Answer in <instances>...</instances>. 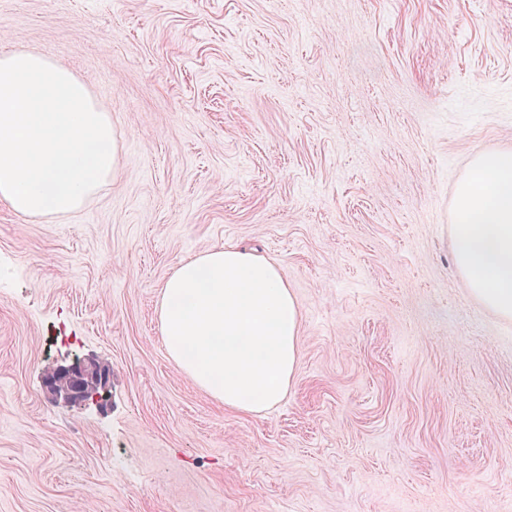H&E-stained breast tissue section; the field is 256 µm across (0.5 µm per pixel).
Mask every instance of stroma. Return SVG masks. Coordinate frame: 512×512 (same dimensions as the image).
Here are the masks:
<instances>
[{
    "instance_id": "obj_1",
    "label": "stroma",
    "mask_w": 512,
    "mask_h": 512,
    "mask_svg": "<svg viewBox=\"0 0 512 512\" xmlns=\"http://www.w3.org/2000/svg\"><path fill=\"white\" fill-rule=\"evenodd\" d=\"M109 109L78 211L0 205V512H512V319L465 288L456 186L512 149V0H0ZM235 244L299 305L260 413L169 358L160 290ZM106 367L100 401L47 372Z\"/></svg>"
}]
</instances>
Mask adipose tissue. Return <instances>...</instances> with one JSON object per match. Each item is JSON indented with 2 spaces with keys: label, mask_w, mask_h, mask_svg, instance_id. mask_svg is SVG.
<instances>
[{
  "label": "adipose tissue",
  "mask_w": 512,
  "mask_h": 512,
  "mask_svg": "<svg viewBox=\"0 0 512 512\" xmlns=\"http://www.w3.org/2000/svg\"><path fill=\"white\" fill-rule=\"evenodd\" d=\"M454 250L469 292L512 318V150L478 156L457 188ZM157 317L169 357L225 408L278 404L299 368L301 312L278 267L217 247L165 281Z\"/></svg>",
  "instance_id": "1"
}]
</instances>
